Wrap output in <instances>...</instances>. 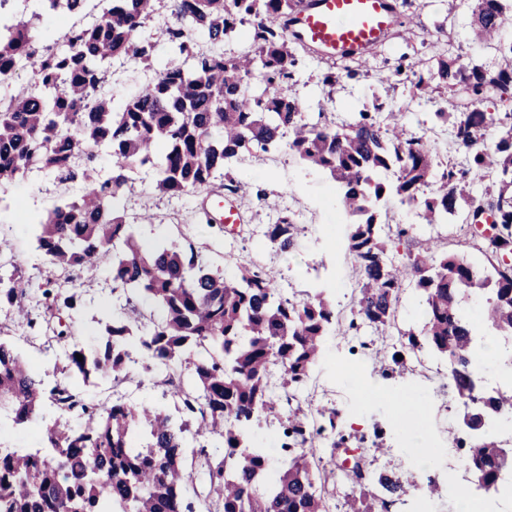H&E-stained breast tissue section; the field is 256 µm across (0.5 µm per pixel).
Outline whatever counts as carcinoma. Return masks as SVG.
<instances>
[{
	"label": "carcinoma",
	"mask_w": 512,
	"mask_h": 512,
	"mask_svg": "<svg viewBox=\"0 0 512 512\" xmlns=\"http://www.w3.org/2000/svg\"><path fill=\"white\" fill-rule=\"evenodd\" d=\"M39 2L42 10L73 13L83 0ZM153 11V0H110L100 19L45 45L24 20L0 33V77L27 66L34 81L0 107V186L34 169L62 185L83 180L80 193L38 224L36 250L54 270L46 283L33 286L12 259L0 261V305L16 310L13 324L29 342L64 344L66 373L65 381L47 384L3 340L13 324L0 325V410L16 425L37 420L49 449H0V512H196L190 492L204 512H329V488L345 480L361 485L360 496L346 501L348 512H375L417 484L414 471L370 473L360 457L350 470L333 458L323 461L321 441L355 449L365 438L340 428L336 409L310 404L288 407L275 467L255 427L278 412L275 389L291 397L307 385L336 331L335 304L322 291L287 298L268 271L247 261L226 277L187 236L146 253L139 225L117 206L134 168L153 171L157 189L171 198L198 191L230 197L242 156L283 146L304 167L330 174L350 219L358 293L344 333L394 325L404 281L415 280L423 325L401 334L392 359L402 365L425 347L447 359L448 386L466 404L460 427L482 438L469 448L468 470L480 488L497 492L500 474L512 468V448L490 431L512 418V390H486L473 355L479 327L512 338V121L498 122L470 104L512 98V0H478L475 11L477 34L498 53L497 63L470 66L449 57L444 32L433 45L437 71L414 72L412 98L448 92L464 100L457 112L429 113L434 126L452 123V145L463 157L445 164L406 132L401 113L375 91L372 110L352 122L306 118L286 88L300 60L315 57L274 24L295 12V0H173L175 21L165 32L183 62L112 111L103 66L151 60L155 44L139 33ZM246 22L255 50L225 53V39ZM195 34L206 37L207 47ZM255 71L265 83L260 92L248 84ZM344 72L355 69L327 65L319 81L333 88ZM494 124L490 148L485 131ZM101 145L113 158L108 175L99 169ZM389 172L393 183L385 179ZM388 195L428 224L448 221L462 205L470 228L492 217L481 251L496 260L493 273L428 242L400 263L390 259L378 221V204ZM296 233L294 213L283 210L264 236L287 251ZM101 263L112 295L125 304L105 323L100 348L88 351L62 314L72 317L81 299L76 282L93 277ZM140 298L157 304L163 317H145ZM157 368L164 375L155 386L176 398V417L155 405L104 403L77 385L103 371L115 384L141 385ZM190 426L203 438L195 448L184 443Z\"/></svg>",
	"instance_id": "obj_1"
}]
</instances>
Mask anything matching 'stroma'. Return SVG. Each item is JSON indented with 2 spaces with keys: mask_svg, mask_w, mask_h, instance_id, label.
Instances as JSON below:
<instances>
[{
  "mask_svg": "<svg viewBox=\"0 0 512 512\" xmlns=\"http://www.w3.org/2000/svg\"><path fill=\"white\" fill-rule=\"evenodd\" d=\"M475 6L476 0H399L402 23L411 30L410 40L392 37L384 41L367 56V72L343 78L332 89L320 84L316 65H303L291 92L304 100L306 117L312 121L321 114L338 123L356 118L363 106L369 105L372 89L383 79L391 83L388 99L394 107L410 104L411 72L403 64L429 60L430 47L441 32L452 37L450 55L477 65L493 63V52L479 44L475 35ZM171 20L167 0H158L155 14L142 31L156 44L152 68L157 72L177 60L164 33ZM145 78L143 65L134 60L110 66L107 89L113 110H121ZM459 104V98L447 94L429 102L410 104L406 122L412 131L421 132L429 112L440 108L452 112ZM238 176L242 188L236 202L244 220L222 229L195 217L205 193L182 199L168 197L156 190L151 174L142 169L132 172L131 186L119 205L133 217L144 212L154 214L153 223L141 229L146 241L177 242L182 232H189L212 264L224 272H232L231 262L235 259L261 261L274 272L285 296L323 288L334 298L337 311L349 316L353 272L347 251L336 249L333 243L337 230L343 227L337 184L321 172L304 168L284 150L273 156L250 158L240 167ZM79 190V184L64 186L37 172L0 188V224L9 229L5 251L32 281H43L49 270L47 262L35 255L36 224L60 199ZM285 209L294 212L299 232L295 246L282 253L271 247L262 232ZM386 209L397 223L413 228L408 237L392 245L396 257H403L428 238L438 244L440 251L479 257L480 241L461 220L434 224L425 232L415 228L414 213L398 200L389 201ZM80 290L84 305L75 314L79 340L92 347L100 339L103 322L112 317V295L100 280L81 283ZM422 322V297L414 282H405L396 327L382 331L369 328L361 338L329 337L304 396L312 406L339 410L341 425L347 431L359 435L372 434L376 429L383 431L387 449L381 453L365 452L368 471L413 468L415 441L426 437L435 455L427 480L412 489L404 502L392 506L391 512H414V502L421 500L431 502L433 512H457L454 491L469 488L471 475L463 450L452 444L460 432V412L454 401L438 391L442 380L448 377V365L442 357L428 351L422 353L420 363L412 366L401 368L391 360L398 330L416 329ZM366 339L375 343V351L362 348ZM416 404L421 407L417 414L411 411Z\"/></svg>",
  "mask_w": 512,
  "mask_h": 512,
  "instance_id": "35a3bbf8",
  "label": "stroma"
}]
</instances>
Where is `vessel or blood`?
<instances>
[{
	"instance_id": "obj_1",
	"label": "vessel or blood",
	"mask_w": 512,
	"mask_h": 512,
	"mask_svg": "<svg viewBox=\"0 0 512 512\" xmlns=\"http://www.w3.org/2000/svg\"><path fill=\"white\" fill-rule=\"evenodd\" d=\"M399 19L397 0H306L284 28L323 56H363L384 41ZM208 212L227 224L242 221L238 207L227 200H211Z\"/></svg>"
}]
</instances>
